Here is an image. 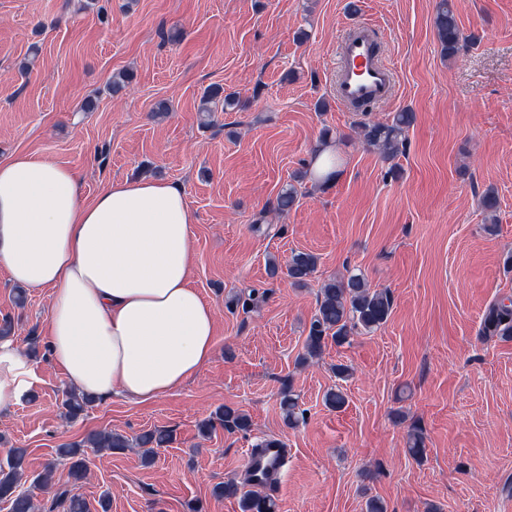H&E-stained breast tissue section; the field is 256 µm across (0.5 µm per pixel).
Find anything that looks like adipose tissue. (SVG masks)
<instances>
[{
  "instance_id": "adipose-tissue-1",
  "label": "adipose tissue",
  "mask_w": 512,
  "mask_h": 512,
  "mask_svg": "<svg viewBox=\"0 0 512 512\" xmlns=\"http://www.w3.org/2000/svg\"><path fill=\"white\" fill-rule=\"evenodd\" d=\"M192 234L175 183L125 178L90 198L51 159L0 164V268L14 284L49 289L51 360L82 392L155 400L211 360L215 315L191 285ZM36 381L28 356L0 341V412Z\"/></svg>"
}]
</instances>
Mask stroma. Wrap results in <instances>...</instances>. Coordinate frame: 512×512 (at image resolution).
<instances>
[{"mask_svg": "<svg viewBox=\"0 0 512 512\" xmlns=\"http://www.w3.org/2000/svg\"><path fill=\"white\" fill-rule=\"evenodd\" d=\"M439 0H0V162L31 152L76 171L87 195L116 179L180 184L189 203L192 284L215 312L214 352L200 374L146 402L98 400L69 422L68 384L47 347V292L25 308L0 270V318L15 343L37 338L38 381L0 414V462L27 449L37 475L64 442L103 428L134 436L172 430L152 465L138 453L90 454L78 492L110 512H241L213 487L244 480L247 448L266 436L290 448L277 512H512V339L482 334L491 304L512 298V0H451L464 46L442 54ZM354 22L376 26L396 74L385 122L408 108L405 149L382 159L358 139L361 113L336 103V46ZM134 77L121 92L113 74ZM222 86L239 106L199 112ZM170 112L155 114L158 101ZM330 130L337 176L306 170ZM296 182L298 205L275 199ZM498 195L497 228L480 206ZM318 257L307 284L270 275L269 259ZM354 271L389 290L377 331L328 344L300 368L322 283ZM354 375L338 382L334 365ZM343 386L347 405L326 407ZM304 418L287 426L281 391ZM251 420L246 432L198 425L219 406ZM406 415L397 422L395 411ZM425 434L422 460L406 451Z\"/></svg>", "mask_w": 512, "mask_h": 512, "instance_id": "1", "label": "stroma"}]
</instances>
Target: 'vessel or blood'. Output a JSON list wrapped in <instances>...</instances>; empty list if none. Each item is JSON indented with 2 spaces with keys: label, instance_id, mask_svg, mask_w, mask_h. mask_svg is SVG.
I'll list each match as a JSON object with an SVG mask.
<instances>
[{
  "label": "vessel or blood",
  "instance_id": "vessel-or-blood-1",
  "mask_svg": "<svg viewBox=\"0 0 512 512\" xmlns=\"http://www.w3.org/2000/svg\"><path fill=\"white\" fill-rule=\"evenodd\" d=\"M396 72L385 62L377 45L373 26L355 22L336 50L334 93L338 103L347 109L378 104L389 99L395 86ZM287 446L267 448L256 444L246 453L249 465L270 463L271 468L259 482L269 492H277L282 470L288 461Z\"/></svg>",
  "mask_w": 512,
  "mask_h": 512
}]
</instances>
